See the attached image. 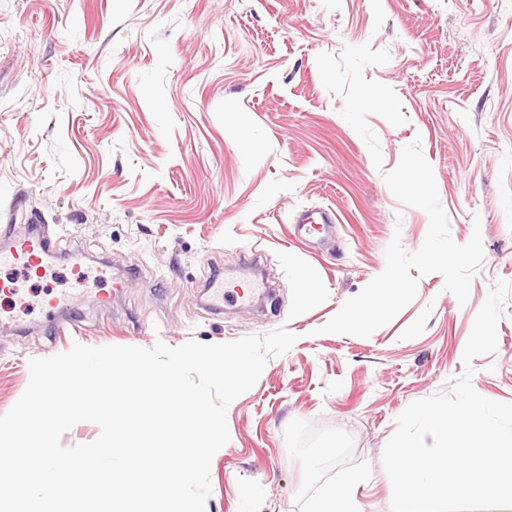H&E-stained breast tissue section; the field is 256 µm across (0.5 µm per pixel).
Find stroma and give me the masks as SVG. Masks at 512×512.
Returning a JSON list of instances; mask_svg holds the SVG:
<instances>
[{
    "mask_svg": "<svg viewBox=\"0 0 512 512\" xmlns=\"http://www.w3.org/2000/svg\"><path fill=\"white\" fill-rule=\"evenodd\" d=\"M363 44L389 53L364 74L406 117L368 115L379 168L316 64ZM415 141L452 239L482 236L468 300L431 273L371 336L324 332L385 270L393 236L409 253L424 242L427 214L383 179ZM321 208L332 233L293 240V215ZM36 222L58 256L27 281V304L0 295V415L31 359L77 343L216 344L284 326L295 344L226 410L206 512H312L352 473L363 512H389L397 418L462 374L478 310L512 282V0H0V225L23 236ZM74 251L105 278L73 275ZM254 255L274 304L210 313L208 277L251 280ZM51 291L72 297L76 338L54 336L39 306ZM472 366L478 394L512 403V298L495 353Z\"/></svg>",
    "mask_w": 512,
    "mask_h": 512,
    "instance_id": "stroma-1",
    "label": "stroma"
}]
</instances>
